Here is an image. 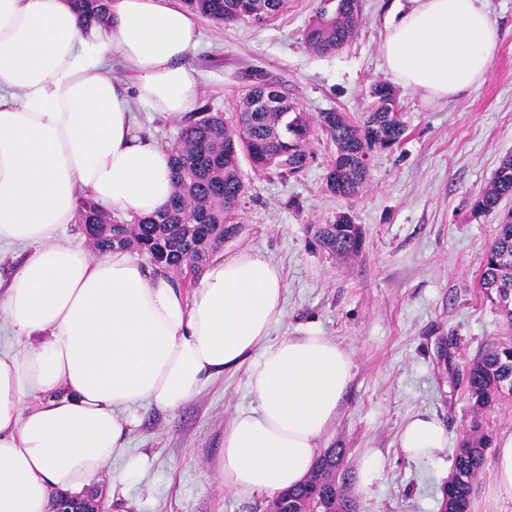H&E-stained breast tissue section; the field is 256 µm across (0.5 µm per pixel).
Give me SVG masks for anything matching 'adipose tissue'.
<instances>
[{"instance_id": "ef3b65f1", "label": "adipose tissue", "mask_w": 512, "mask_h": 512, "mask_svg": "<svg viewBox=\"0 0 512 512\" xmlns=\"http://www.w3.org/2000/svg\"><path fill=\"white\" fill-rule=\"evenodd\" d=\"M199 36L177 0H112L108 39L70 0H0V247L33 248L0 294V329L21 343L0 349V512H49L105 472L113 493L139 485L153 464L126 451L139 407L177 411L225 373L244 370L253 397L224 427L216 471L230 492L303 481L339 416L353 354L313 326L273 338L286 282L266 255L215 256L188 292L127 251L60 237L84 198L136 217L168 202L171 152L133 105L194 108ZM500 38L486 0H400L380 52L396 82L442 101L484 80ZM114 52L132 87L109 75ZM446 443L421 413L398 436L409 459ZM483 493L512 507V431L495 439Z\"/></svg>"}]
</instances>
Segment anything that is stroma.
I'll use <instances>...</instances> for the list:
<instances>
[{"label":"stroma","mask_w":512,"mask_h":512,"mask_svg":"<svg viewBox=\"0 0 512 512\" xmlns=\"http://www.w3.org/2000/svg\"><path fill=\"white\" fill-rule=\"evenodd\" d=\"M322 4L289 0L287 11L259 26L200 19L201 43L190 58L201 75L200 103L232 115L245 74L262 70L283 78L289 98L309 114L337 109L361 116L370 82L389 77L380 44L395 0H360L357 36L324 55L303 41ZM487 4L503 37L484 81L438 102L399 88L404 137L373 150L370 179L356 199L326 192L334 147L320 133L313 161L299 174L260 176L241 164L249 186L239 212L243 230L221 251L248 248L281 266L287 290L274 336L315 325L352 351V381L321 446L344 449L351 471L366 450L386 456L382 478L366 487L352 483L358 512H440L456 448L473 418L465 370L489 344L512 342V323L479 288L480 260L499 216L469 213L471 200L512 154V0ZM344 211L363 243L342 262L313 248L306 228L334 223ZM250 402L240 371L212 380L176 412L140 408L128 450L151 451L153 466L118 502L101 476L108 512H263L267 495L225 490L213 467L225 424ZM419 412L446 429L448 445L433 460L406 459L398 448L402 424Z\"/></svg>","instance_id":"35a3bbf8"}]
</instances>
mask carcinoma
<instances>
[{"mask_svg": "<svg viewBox=\"0 0 512 512\" xmlns=\"http://www.w3.org/2000/svg\"><path fill=\"white\" fill-rule=\"evenodd\" d=\"M85 27H109V0H72ZM200 16L222 24H263L283 11L288 0H184ZM358 0H336L334 9L316 12L305 29L307 47L328 54L347 46L359 28ZM249 83L230 117L201 105L183 116L178 144L173 148V194L169 203L148 217L124 219L84 199L76 223L99 254L126 249L147 258L150 266L174 274L178 280L198 277L207 260L226 241L238 237L236 216L245 203L248 186L241 171L246 158L259 173L293 175L314 157L313 126L335 146L327 168L325 189L344 198L357 197L370 176L364 156L374 148H391L401 141L397 92L391 83L376 80L368 88L370 104L362 119L333 109L313 117L281 90L282 79L267 73L248 75ZM512 197V155L504 157L490 186L471 204L470 215L497 212L500 222L480 261V287L497 300L512 320V209L502 210ZM319 251L346 260L362 246V233L348 212L334 224L308 227ZM466 391L475 419L472 435L457 448L448 484V512H471L474 482L484 464L491 436L482 428L481 414L512 396V345L492 344L466 370ZM341 448H328L314 462L307 478L288 489V510L305 501H321L330 512H349L353 499L339 483Z\"/></svg>", "mask_w": 512, "mask_h": 512, "instance_id": "carcinoma-1", "label": "carcinoma"}]
</instances>
